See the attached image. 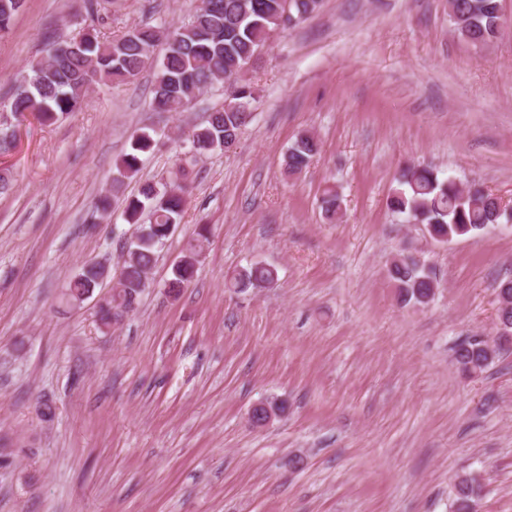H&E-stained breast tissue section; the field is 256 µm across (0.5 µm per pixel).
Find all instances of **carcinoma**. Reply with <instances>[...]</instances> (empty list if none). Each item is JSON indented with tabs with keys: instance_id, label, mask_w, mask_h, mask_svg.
I'll return each mask as SVG.
<instances>
[{
	"instance_id": "1",
	"label": "carcinoma",
	"mask_w": 512,
	"mask_h": 512,
	"mask_svg": "<svg viewBox=\"0 0 512 512\" xmlns=\"http://www.w3.org/2000/svg\"><path fill=\"white\" fill-rule=\"evenodd\" d=\"M24 0H0V32L9 29ZM114 0H85L90 23L68 38L51 44L46 56L31 62L5 92L8 110L0 123V154L14 147L12 120L28 115L42 124H53L80 111L94 85L126 83L142 72L153 74L151 110L173 112L224 79L237 78L259 53L270 35L294 27L318 11L321 0H201V6L185 24L151 26L134 24L116 37L102 36L96 23L112 13ZM500 0H448V18L454 34L474 46L484 47L504 32ZM256 92L248 81L235 84L234 95L222 108L209 113L186 141L196 157L229 152L238 142L250 118ZM157 140L147 131L132 135L131 152L125 154L112 175L119 192L133 178L142 155L151 153ZM319 151L317 139L298 134L284 156V174L296 177L306 170ZM189 171L183 165L166 179L146 182L138 195L125 200L124 219L133 227L127 240L120 287L98 305V321L110 327L134 311L149 287V273L157 251L181 223L187 203ZM319 206L324 220L333 224L342 217V201L335 186L323 189ZM388 209L412 224L425 225L430 238L446 242L454 236L480 232L491 224L507 221V209L493 193L475 186L461 189L451 177L434 168L410 169L387 200ZM208 240L202 227L189 242L186 253L174 263L170 292L178 295L192 282L196 265ZM390 280L401 300L415 307L429 305L435 296L431 268L411 255L393 258ZM278 278L277 270L254 262L227 275L225 286L235 292L267 288ZM102 279L101 265L90 260L68 282L63 298L77 306L94 293ZM497 296L508 300L499 308L498 323L512 319V278L501 280ZM506 336H470L454 347L458 368L481 374L494 362L498 345ZM485 485L481 474L455 476L451 512H478Z\"/></svg>"
}]
</instances>
